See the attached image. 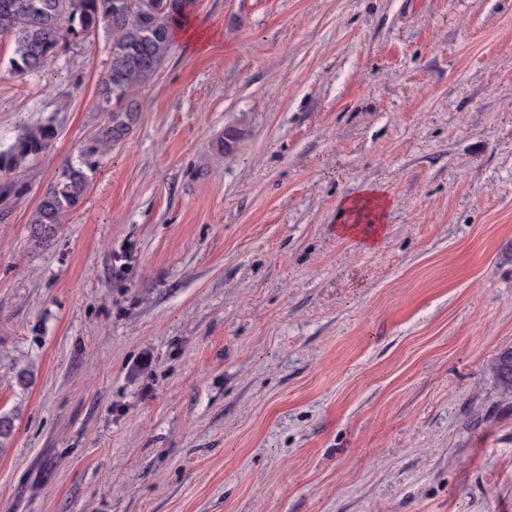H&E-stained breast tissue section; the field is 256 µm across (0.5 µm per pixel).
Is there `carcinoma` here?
I'll return each mask as SVG.
<instances>
[{
	"instance_id": "carcinoma-1",
	"label": "carcinoma",
	"mask_w": 512,
	"mask_h": 512,
	"mask_svg": "<svg viewBox=\"0 0 512 512\" xmlns=\"http://www.w3.org/2000/svg\"><path fill=\"white\" fill-rule=\"evenodd\" d=\"M192 0H0V34L13 42L12 68L21 75L41 72L72 40L105 34L109 64L97 93L107 121L83 145L77 164L66 166L44 192L31 218L33 239L48 242L55 226L77 210L101 157L123 143L140 121V91L167 61L172 24ZM58 125L48 120L26 126L14 142L0 150V196L23 191L11 175L53 148ZM246 130L228 127L217 150L231 155ZM492 372L499 386L512 392V349L498 354Z\"/></svg>"
}]
</instances>
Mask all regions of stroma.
<instances>
[{
    "instance_id": "stroma-1",
    "label": "stroma",
    "mask_w": 512,
    "mask_h": 512,
    "mask_svg": "<svg viewBox=\"0 0 512 512\" xmlns=\"http://www.w3.org/2000/svg\"><path fill=\"white\" fill-rule=\"evenodd\" d=\"M188 15L209 47L173 41L44 247L107 43L21 76L0 38V150L60 129L0 198V512H512V0ZM368 187L369 247L338 232ZM388 204L385 195L374 189L345 198L341 202V209L347 220L341 225L340 232L364 243H376L385 222ZM492 372L499 386L512 392V349L508 348L498 354L492 362Z\"/></svg>"
}]
</instances>
